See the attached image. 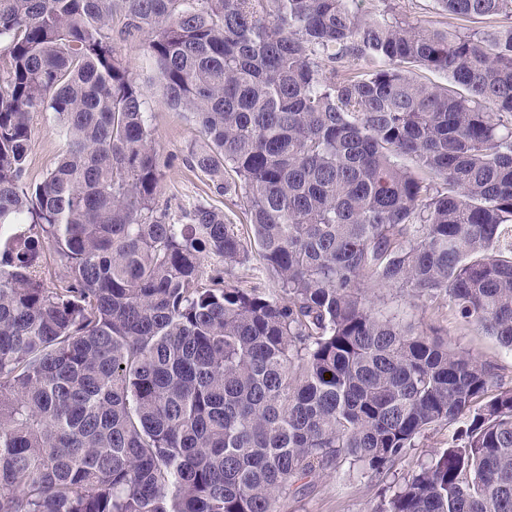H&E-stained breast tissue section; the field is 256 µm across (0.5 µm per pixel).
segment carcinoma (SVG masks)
<instances>
[{"label": "carcinoma", "instance_id": "1", "mask_svg": "<svg viewBox=\"0 0 512 512\" xmlns=\"http://www.w3.org/2000/svg\"><path fill=\"white\" fill-rule=\"evenodd\" d=\"M434 2L501 22L449 32L360 0H0V512H276L296 481L342 461L383 477L461 419L371 512H512V388L373 306L381 289L445 299L512 348V0ZM118 7L276 290L224 278L247 253L223 208L182 223L155 206ZM34 112L63 150L31 185Z\"/></svg>", "mask_w": 512, "mask_h": 512}]
</instances>
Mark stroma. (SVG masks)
Listing matches in <instances>:
<instances>
[{"mask_svg": "<svg viewBox=\"0 0 512 512\" xmlns=\"http://www.w3.org/2000/svg\"><path fill=\"white\" fill-rule=\"evenodd\" d=\"M392 5L396 15L428 26L460 32L477 27L476 22L436 10L432 0H392ZM112 45L141 87L150 115V129L162 171L161 190L157 196L159 207L168 209L171 217L178 221L197 200L211 198L213 204L222 207L231 223L240 229L248 252L247 262L228 270L227 280L243 288L274 287L275 282L269 278L248 230L249 218L244 208L228 202L226 198L210 196L206 177L189 166L188 149L199 142V130L187 113L167 104L157 84L143 72L142 38L126 37L116 32L112 35ZM30 124L33 142L24 179L37 183L54 169L62 142L47 114L32 113ZM375 308L396 320L415 323L420 329H436L456 351L476 355L494 365L499 383L512 387V349L501 345L475 324L464 322L447 303L431 305L384 290L376 300ZM448 434V427L444 424L426 431L414 448L409 449L383 477L344 462L321 476L300 480L280 499L278 508L280 512H370L379 487L402 480L418 469L422 462L441 452L448 445Z\"/></svg>", "mask_w": 512, "mask_h": 512, "instance_id": "stroma-1", "label": "stroma"}]
</instances>
